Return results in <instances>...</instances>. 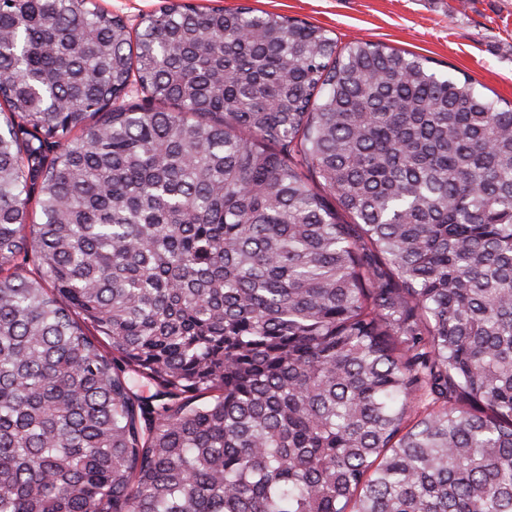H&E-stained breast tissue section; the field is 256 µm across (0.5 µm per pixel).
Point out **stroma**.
Here are the masks:
<instances>
[{
	"label": "stroma",
	"instance_id": "35a3bbf8",
	"mask_svg": "<svg viewBox=\"0 0 512 512\" xmlns=\"http://www.w3.org/2000/svg\"><path fill=\"white\" fill-rule=\"evenodd\" d=\"M281 13L329 30L339 44L379 42L468 76L512 101V0H191Z\"/></svg>",
	"mask_w": 512,
	"mask_h": 512
}]
</instances>
